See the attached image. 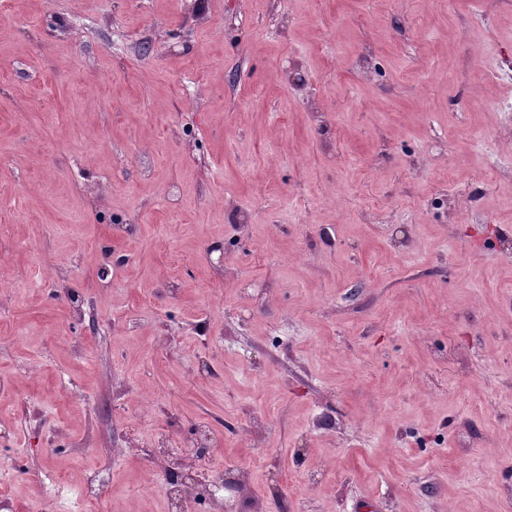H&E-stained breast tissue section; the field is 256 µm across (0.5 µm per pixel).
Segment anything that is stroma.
<instances>
[{
  "label": "stroma",
  "instance_id": "obj_1",
  "mask_svg": "<svg viewBox=\"0 0 512 512\" xmlns=\"http://www.w3.org/2000/svg\"><path fill=\"white\" fill-rule=\"evenodd\" d=\"M502 59L484 0H0V505L165 512L202 426L236 512H512Z\"/></svg>",
  "mask_w": 512,
  "mask_h": 512
}]
</instances>
